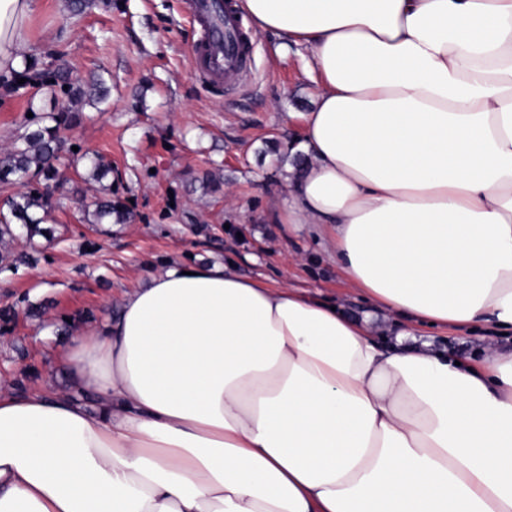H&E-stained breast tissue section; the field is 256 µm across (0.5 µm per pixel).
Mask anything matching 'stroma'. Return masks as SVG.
Listing matches in <instances>:
<instances>
[{"instance_id":"35a3bbf8","label":"stroma","mask_w":512,"mask_h":512,"mask_svg":"<svg viewBox=\"0 0 512 512\" xmlns=\"http://www.w3.org/2000/svg\"><path fill=\"white\" fill-rule=\"evenodd\" d=\"M22 54L61 53L73 82L103 75L106 111L83 106L69 139L112 162V188L130 200L127 224H88L97 186L71 177L30 264L0 272V382L17 391L64 388L58 355L70 329L102 320L123 291L167 260L204 265L233 258L235 272L286 284L362 317L372 305L345 281L320 232L289 230L264 214L286 194L288 151L303 134L314 86L301 53L277 58L275 34L251 35L250 72L231 88L196 70L200 28L185 0H112L71 17L68 0H39ZM54 97L0 102V147L21 132L28 109L52 111Z\"/></svg>"}]
</instances>
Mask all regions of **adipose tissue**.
I'll return each instance as SVG.
<instances>
[{
    "mask_svg": "<svg viewBox=\"0 0 512 512\" xmlns=\"http://www.w3.org/2000/svg\"><path fill=\"white\" fill-rule=\"evenodd\" d=\"M36 0H0V80ZM303 48L313 224L374 311L172 261L72 330L65 389L0 386V512H512V0H240ZM402 323L377 335L378 317ZM434 336H421L422 341H433L437 345H448V349L460 356H470L476 350H479L488 340L482 339L480 333L466 334L469 336H440L444 334L441 331H430Z\"/></svg>",
    "mask_w": 512,
    "mask_h": 512,
    "instance_id": "1",
    "label": "adipose tissue"
}]
</instances>
